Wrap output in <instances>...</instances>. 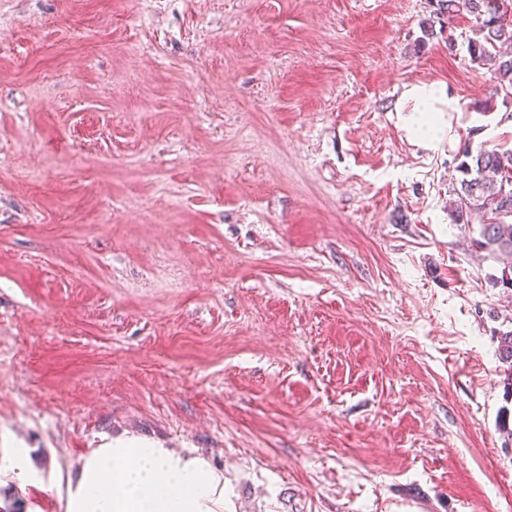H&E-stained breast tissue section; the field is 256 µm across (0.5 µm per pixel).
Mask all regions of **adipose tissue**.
<instances>
[{"label": "adipose tissue", "instance_id": "obj_1", "mask_svg": "<svg viewBox=\"0 0 512 512\" xmlns=\"http://www.w3.org/2000/svg\"><path fill=\"white\" fill-rule=\"evenodd\" d=\"M398 111L410 113L414 135L434 146L444 113L460 104L446 84L405 87ZM64 512H224V477L199 457L136 439L106 443L84 458L68 481Z\"/></svg>", "mask_w": 512, "mask_h": 512}]
</instances>
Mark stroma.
I'll return each mask as SVG.
<instances>
[{
	"label": "stroma",
	"instance_id": "1",
	"mask_svg": "<svg viewBox=\"0 0 512 512\" xmlns=\"http://www.w3.org/2000/svg\"><path fill=\"white\" fill-rule=\"evenodd\" d=\"M436 0H0V492L116 437L224 512H512L498 264L454 224L512 97ZM443 82L437 147L395 105ZM14 473L31 477L27 448H3L0 451V476Z\"/></svg>",
	"mask_w": 512,
	"mask_h": 512
}]
</instances>
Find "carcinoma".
<instances>
[{
    "label": "carcinoma",
    "instance_id": "carcinoma-1",
    "mask_svg": "<svg viewBox=\"0 0 512 512\" xmlns=\"http://www.w3.org/2000/svg\"><path fill=\"white\" fill-rule=\"evenodd\" d=\"M448 17L464 11L474 16L476 28L469 41L472 61L492 68L499 87L512 91V57L500 52L512 44V22L506 23L499 0H438ZM462 178L458 180L457 207L453 222L469 225V215L475 210L486 217L480 225L475 245L489 251L499 264V275L493 286L502 289L512 299V150H472L462 152L458 164ZM499 360L503 365L506 399L512 398V331L499 336Z\"/></svg>",
    "mask_w": 512,
    "mask_h": 512
}]
</instances>
